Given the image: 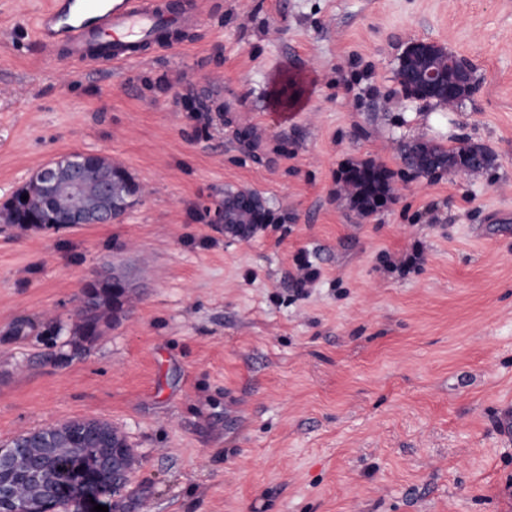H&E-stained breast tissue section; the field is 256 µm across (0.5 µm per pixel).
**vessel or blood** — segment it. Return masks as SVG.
Returning a JSON list of instances; mask_svg holds the SVG:
<instances>
[{
  "instance_id": "vessel-or-blood-1",
  "label": "vessel or blood",
  "mask_w": 512,
  "mask_h": 512,
  "mask_svg": "<svg viewBox=\"0 0 512 512\" xmlns=\"http://www.w3.org/2000/svg\"><path fill=\"white\" fill-rule=\"evenodd\" d=\"M175 21L162 0H50L38 34L48 60L123 65L144 59L156 31Z\"/></svg>"
}]
</instances>
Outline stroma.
<instances>
[{
  "label": "stroma",
  "mask_w": 512,
  "mask_h": 512,
  "mask_svg": "<svg viewBox=\"0 0 512 512\" xmlns=\"http://www.w3.org/2000/svg\"><path fill=\"white\" fill-rule=\"evenodd\" d=\"M46 2L0 0V207L72 153L146 193L109 224L0 223V444L109 421L138 459L100 499L121 512H512V0H169L192 25L104 70L43 64ZM416 38L476 92H402ZM415 141L493 163L418 176ZM363 163L392 173L370 215L340 184ZM228 189L271 223L200 220ZM102 269L132 298L77 349Z\"/></svg>",
  "instance_id": "1"
}]
</instances>
